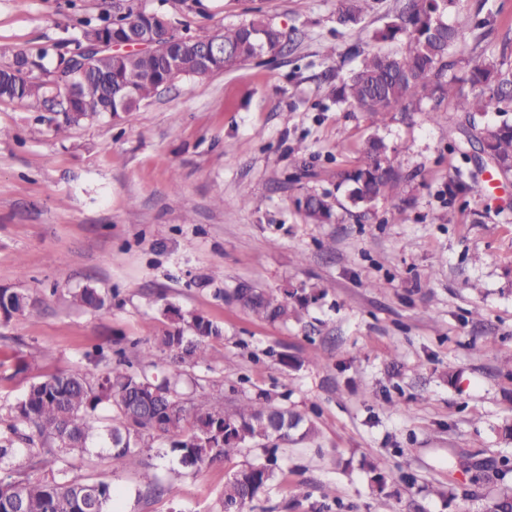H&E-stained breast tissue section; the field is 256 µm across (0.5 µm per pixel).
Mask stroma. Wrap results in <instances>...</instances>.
<instances>
[{
    "mask_svg": "<svg viewBox=\"0 0 512 512\" xmlns=\"http://www.w3.org/2000/svg\"><path fill=\"white\" fill-rule=\"evenodd\" d=\"M109 3L0 0V65L73 41ZM140 3L200 37L259 11L290 41L276 59L175 80L129 123L106 117L64 138L27 104L0 100V287L39 305L0 321V430L40 377L97 376L95 346L134 357L135 342L163 329L168 301L224 327L207 363L189 368L186 393L230 404L262 390L318 427L315 443L280 445L252 512H496L512 472L478 482L460 460L512 458V177L449 198V175L478 161L457 150L464 118L446 100L439 119L412 112L382 130L413 176L405 221L392 201L361 217L340 184L373 126L332 91L356 65L352 46L380 48L398 0H376L348 29L337 0ZM489 10L492 29H475ZM448 21L472 61L512 63V0H460ZM309 194L337 198L329 223L307 219ZM88 285L107 297L103 309L72 304ZM245 285L316 299L300 320L269 322L236 300ZM262 458L246 450L194 472L158 442L125 470L100 455L72 473L110 483L116 512H221L225 481ZM365 458L386 462L384 492ZM144 465L163 494L137 495Z\"/></svg>",
    "mask_w": 512,
    "mask_h": 512,
    "instance_id": "stroma-1",
    "label": "stroma"
}]
</instances>
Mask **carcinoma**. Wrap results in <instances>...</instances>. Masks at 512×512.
I'll list each match as a JSON object with an SVG mask.
<instances>
[{"label":"carcinoma","instance_id":"carcinoma-1","mask_svg":"<svg viewBox=\"0 0 512 512\" xmlns=\"http://www.w3.org/2000/svg\"><path fill=\"white\" fill-rule=\"evenodd\" d=\"M371 0H338L336 21L353 26L363 19ZM456 0H404L381 33L384 40L404 41L402 50L357 48L356 67L336 88V102L363 112L373 122L374 131L360 148L358 165L345 172L342 184L353 207L366 216L381 202L397 199L398 220L405 221L406 187L411 177L395 164L394 148L379 129L389 114L420 111L425 100L453 103L454 111L465 115L471 128L468 143L477 144L484 156L512 173V66L493 61L471 66L467 77L448 76L460 59L456 50L465 42L464 33L446 20L448 8ZM115 13L98 21L83 23L74 48L57 52L46 66V48L21 51L11 63L0 67V100L28 103L39 112L65 110L64 84L72 69L80 64V49L101 40L120 41L131 29H164L166 16L139 9L135 0L113 4ZM224 52L210 61V72L227 70L264 55L276 56L288 42L286 34L256 16L247 22L226 27L219 33ZM195 38L184 36L170 45L182 75L203 78ZM169 76L163 55L101 54L86 58V72L80 78L72 113L53 123L56 135L86 121L108 116L116 122H129L140 105L152 99ZM134 91V98L123 106L112 104V87ZM484 193L483 183L467 180L461 172L448 177V196ZM307 217L316 224L330 221L334 202L331 196L309 195L304 199ZM241 305L252 315L269 321L299 318L308 297L295 288L276 293L244 288ZM78 306L99 310L106 300L92 287L72 294ZM38 311L30 295L14 288L0 287V319ZM159 312L166 328L153 340L141 344L136 370L122 352L109 360L102 377L90 380L80 369L47 375L31 383L10 406L12 423L0 432V464L16 460L29 473L0 480V512H112L114 490L105 482H91L71 474L72 462L84 460L98 448L108 449L113 469H124L136 456L160 438L169 442L184 469L198 470L221 462L246 448H265L274 442L313 438L315 423L287 407L276 404L260 392L245 402L224 405L201 392L185 398L180 391L184 364L208 360L209 342L224 338V328L202 313L165 304ZM168 355L171 371L155 362L158 354ZM156 370L168 396L151 398L145 383L151 381L145 368ZM109 406L113 414L101 417L98 410ZM462 466L475 468L481 477H503L512 471L507 457ZM274 470L265 463H252L234 473L224 484L222 508L245 512L257 494L274 479Z\"/></svg>","mask_w":512,"mask_h":512}]
</instances>
